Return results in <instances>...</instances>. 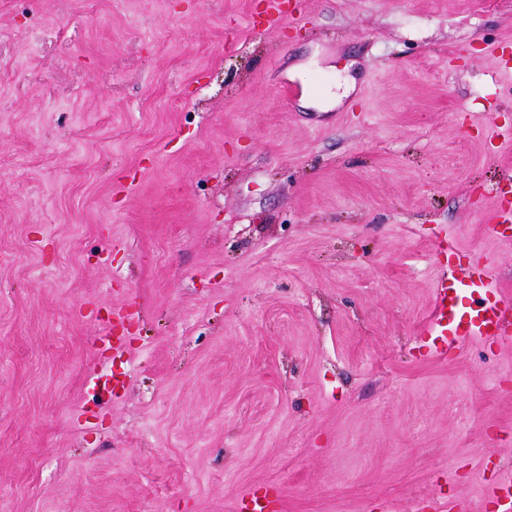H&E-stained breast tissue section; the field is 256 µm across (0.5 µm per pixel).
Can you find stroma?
I'll return each instance as SVG.
<instances>
[{"label": "stroma", "mask_w": 512, "mask_h": 512, "mask_svg": "<svg viewBox=\"0 0 512 512\" xmlns=\"http://www.w3.org/2000/svg\"><path fill=\"white\" fill-rule=\"evenodd\" d=\"M296 2L0 0V512H432L512 473V344L421 334L439 239L512 295V0Z\"/></svg>", "instance_id": "1"}]
</instances>
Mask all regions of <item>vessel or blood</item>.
Wrapping results in <instances>:
<instances>
[{
    "instance_id": "obj_1",
    "label": "vessel or blood",
    "mask_w": 512,
    "mask_h": 512,
    "mask_svg": "<svg viewBox=\"0 0 512 512\" xmlns=\"http://www.w3.org/2000/svg\"><path fill=\"white\" fill-rule=\"evenodd\" d=\"M432 303L423 333L430 336L435 353L474 339L512 343V298L502 294L486 267L440 266ZM484 500L492 512H512V477L493 482Z\"/></svg>"
}]
</instances>
